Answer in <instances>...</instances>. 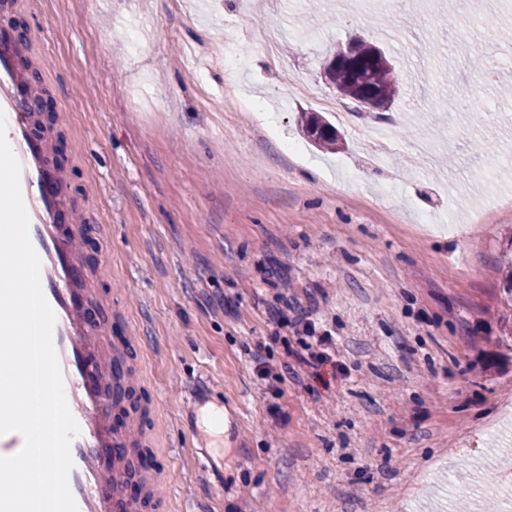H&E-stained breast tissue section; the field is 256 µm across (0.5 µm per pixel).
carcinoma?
I'll return each instance as SVG.
<instances>
[{"label": "carcinoma", "mask_w": 512, "mask_h": 512, "mask_svg": "<svg viewBox=\"0 0 512 512\" xmlns=\"http://www.w3.org/2000/svg\"><path fill=\"white\" fill-rule=\"evenodd\" d=\"M324 72L327 84L334 87L337 93L346 99L357 101L371 93L384 103L399 89V74L393 69V64L389 60L376 65L365 61L362 63V72L359 74L347 68H337L326 63ZM300 122L308 138L318 147L333 152L343 146L336 135L335 125L320 113L303 112Z\"/></svg>", "instance_id": "carcinoma-1"}]
</instances>
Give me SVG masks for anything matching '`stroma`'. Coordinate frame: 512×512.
<instances>
[{"label":"stroma","instance_id":"obj_1","mask_svg":"<svg viewBox=\"0 0 512 512\" xmlns=\"http://www.w3.org/2000/svg\"><path fill=\"white\" fill-rule=\"evenodd\" d=\"M169 512H512V0H12ZM389 108L317 150L337 45ZM229 46L236 61L214 55ZM392 126L378 158L362 122ZM314 307L333 364L284 372ZM213 403L235 430L207 435ZM374 48L371 56L383 61L376 65H371L364 61L361 67H357L355 74L347 68H337L328 64V60L324 64V78L327 84L334 87L340 96L346 99L360 100L364 95L372 93L380 102H386L394 96L399 89L400 77L393 69L390 59L384 62L383 52L374 45H368ZM300 122L308 138L321 149L333 152L343 146L344 142L336 135V126L320 113L301 112Z\"/></svg>","mask_w":512,"mask_h":512}]
</instances>
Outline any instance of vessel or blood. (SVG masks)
Instances as JSON below:
<instances>
[{
    "label": "vessel or blood",
    "instance_id": "1",
    "mask_svg": "<svg viewBox=\"0 0 512 512\" xmlns=\"http://www.w3.org/2000/svg\"><path fill=\"white\" fill-rule=\"evenodd\" d=\"M26 80L14 43L0 42V114L5 117L8 144L21 165L20 188L30 218L29 236L41 262L44 296L56 316L53 344L66 400L79 426L70 448V492L78 512H157L161 501L155 479H146L138 499H130L125 491L133 456L147 441L138 424L120 429L109 426L105 397L93 384L94 377L104 372V355L83 304L98 298L96 277L80 271L82 230L66 231L60 225L68 208L65 180L50 166L45 140L32 132V103L20 92Z\"/></svg>",
    "mask_w": 512,
    "mask_h": 512
}]
</instances>
